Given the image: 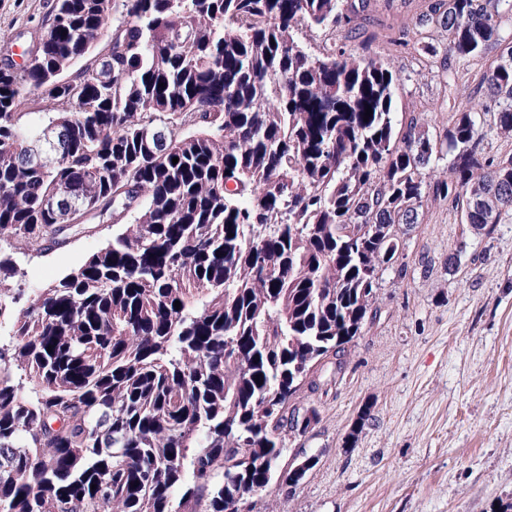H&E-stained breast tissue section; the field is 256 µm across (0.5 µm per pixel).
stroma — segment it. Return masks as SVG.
<instances>
[{
  "mask_svg": "<svg viewBox=\"0 0 512 512\" xmlns=\"http://www.w3.org/2000/svg\"><path fill=\"white\" fill-rule=\"evenodd\" d=\"M53 0H0V65L22 64ZM429 0H373L350 45L395 79L394 123L417 118L443 140L456 113L477 107L480 61L427 59L418 41ZM379 273L373 316L341 354H327L290 397L312 415L284 432L285 471L316 466L296 486L271 484L244 512H496L512 502V213L490 234L465 224L451 201L425 197L417 223ZM108 227L38 257L4 238L17 272L0 292L31 294L85 263Z\"/></svg>",
  "mask_w": 512,
  "mask_h": 512,
  "instance_id": "stroma-1",
  "label": "stroma"
}]
</instances>
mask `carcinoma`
<instances>
[{"label": "carcinoma", "mask_w": 512, "mask_h": 512, "mask_svg": "<svg viewBox=\"0 0 512 512\" xmlns=\"http://www.w3.org/2000/svg\"><path fill=\"white\" fill-rule=\"evenodd\" d=\"M370 2L54 0L29 61L0 66V239L46 256L112 225L24 309L0 295V512H238L298 485L316 460L278 471L282 432L311 419L285 406L358 335L394 226L428 189L478 231L512 212V158L481 152L512 133V0L418 21L448 32L423 55L489 60L432 184L442 149L396 130L392 72L298 42L352 33ZM30 95L47 122L22 123Z\"/></svg>", "instance_id": "obj_1"}]
</instances>
